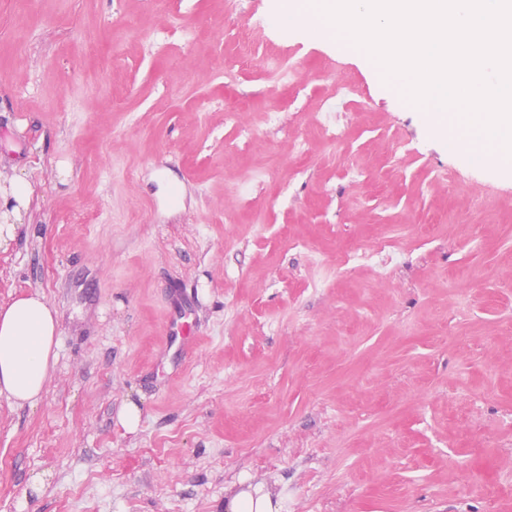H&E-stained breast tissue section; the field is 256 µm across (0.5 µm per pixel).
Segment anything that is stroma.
<instances>
[{"mask_svg": "<svg viewBox=\"0 0 512 512\" xmlns=\"http://www.w3.org/2000/svg\"><path fill=\"white\" fill-rule=\"evenodd\" d=\"M276 6L0 0V182L33 188L0 307L38 289L59 320L41 402L0 396V512H221L241 477L283 512H512V183ZM228 19L255 31L252 65ZM340 80L344 155L314 124ZM276 109L286 132L262 126ZM381 237L388 275L337 266Z\"/></svg>", "mask_w": 512, "mask_h": 512, "instance_id": "1", "label": "stroma"}]
</instances>
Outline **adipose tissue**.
<instances>
[{
  "label": "adipose tissue",
  "instance_id": "adipose-tissue-1",
  "mask_svg": "<svg viewBox=\"0 0 512 512\" xmlns=\"http://www.w3.org/2000/svg\"><path fill=\"white\" fill-rule=\"evenodd\" d=\"M58 319L45 296L33 292L0 309V394L17 406H36L57 359ZM264 486L234 483L224 490V512H282Z\"/></svg>",
  "mask_w": 512,
  "mask_h": 512
}]
</instances>
